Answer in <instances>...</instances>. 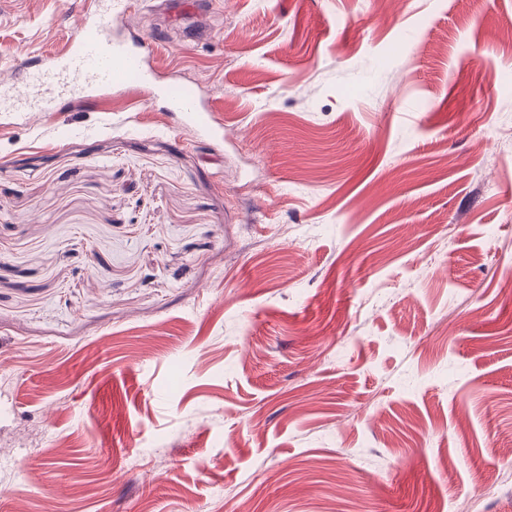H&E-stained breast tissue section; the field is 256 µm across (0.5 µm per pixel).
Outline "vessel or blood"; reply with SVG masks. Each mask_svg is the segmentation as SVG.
Segmentation results:
<instances>
[{"label":"vessel or blood","instance_id":"b4317fda","mask_svg":"<svg viewBox=\"0 0 512 512\" xmlns=\"http://www.w3.org/2000/svg\"><path fill=\"white\" fill-rule=\"evenodd\" d=\"M111 9L112 0H88L62 51L46 60L21 56L11 90L0 94V112L70 109L126 83L149 99H163L166 110L179 113L187 128L213 132L211 105L195 90L159 83L150 66L154 41L114 36L101 20Z\"/></svg>","mask_w":512,"mask_h":512}]
</instances>
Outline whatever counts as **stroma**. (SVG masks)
I'll list each match as a JSON object with an SVG mask.
<instances>
[{"mask_svg": "<svg viewBox=\"0 0 512 512\" xmlns=\"http://www.w3.org/2000/svg\"><path fill=\"white\" fill-rule=\"evenodd\" d=\"M131 2L225 139L0 112V512H512V0Z\"/></svg>", "mask_w": 512, "mask_h": 512, "instance_id": "35a3bbf8", "label": "stroma"}]
</instances>
